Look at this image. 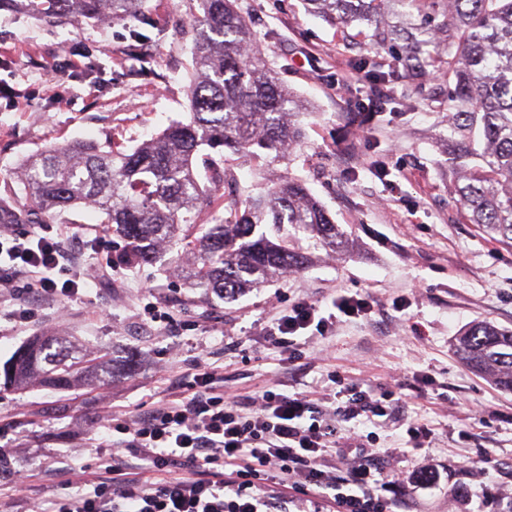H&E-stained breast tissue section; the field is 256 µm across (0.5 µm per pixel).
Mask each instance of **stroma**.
I'll return each instance as SVG.
<instances>
[{"label":"stroma","mask_w":512,"mask_h":512,"mask_svg":"<svg viewBox=\"0 0 512 512\" xmlns=\"http://www.w3.org/2000/svg\"><path fill=\"white\" fill-rule=\"evenodd\" d=\"M263 57L307 104L305 139L287 163L257 173L234 159L241 186L290 172L306 182L335 224L354 235L350 254L311 250L309 265L236 299L187 288L172 268L127 266L124 240L86 208L55 225L77 265L97 280L81 299L0 302V365L29 340L70 341L97 366L70 386L33 378L0 386V440L30 435L16 465L28 471L30 503L74 491L48 470L91 476L111 447L116 415L144 414L172 399L170 381L194 365L224 378L228 396L264 390L325 401L339 382L392 393L397 422L358 425L386 474H401L396 512H512V393L472 373L452 341L477 320L512 328V248L466 218L451 191L446 137L448 83L433 79L393 108L348 125L372 87L353 64L355 29L307 11L303 0H238ZM197 0H147L144 20L49 24L0 0V178L25 198L27 157L75 141L114 140L130 149L185 119L192 72L189 21ZM139 60H131L130 49ZM69 80L45 81L64 60ZM370 301L365 317L337 315L328 332L308 329L299 369L269 340L299 301L333 310L338 295ZM170 315L156 322L147 302ZM31 309L27 321L17 313ZM428 437L410 445L408 422Z\"/></svg>","instance_id":"35a3bbf8"}]
</instances>
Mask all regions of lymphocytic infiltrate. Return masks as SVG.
I'll list each match as a JSON object with an SVG mask.
<instances>
[{"instance_id":"obj_1","label":"lymphocytic infiltrate","mask_w":512,"mask_h":512,"mask_svg":"<svg viewBox=\"0 0 512 512\" xmlns=\"http://www.w3.org/2000/svg\"><path fill=\"white\" fill-rule=\"evenodd\" d=\"M91 283L58 237L0 226V293L16 298L35 289L72 301ZM332 324L303 301L278 318L270 339L295 362L303 357L304 331L322 333ZM216 381L215 372L203 371L192 394L117 424L122 439L92 489L30 512H394L380 457L357 432L337 429L390 416L386 397L350 385L344 403L323 410L306 397L270 390L227 397ZM127 449L148 461L149 476L132 471ZM334 456L350 461L346 475L330 470Z\"/></svg>"}]
</instances>
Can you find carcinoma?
<instances>
[{"label":"carcinoma","instance_id":"carcinoma-1","mask_svg":"<svg viewBox=\"0 0 512 512\" xmlns=\"http://www.w3.org/2000/svg\"><path fill=\"white\" fill-rule=\"evenodd\" d=\"M307 9L346 26L371 28L367 40L389 59L366 55L359 65L385 79L397 74L404 90L426 75L448 78V130L459 165L450 177L470 221L512 246V0H448V34L420 21L433 54L420 43L396 44L401 25L385 22V0H305ZM145 0H26L23 6L61 22L74 14L114 23L141 15ZM189 24L194 75L189 112L154 138L127 151L75 142L28 157L23 164L24 213L0 209V223L69 224L65 213L87 207L125 240L123 261L153 264L164 247L191 289L232 299L272 277L304 268L309 255L296 245L302 233L330 253L354 240L332 221L304 180L288 174L256 195L227 164L231 156L255 163L288 160L303 135L300 98L277 76L259 50L252 23L237 0H199ZM229 192L214 205L216 181ZM270 224L275 239L260 230ZM289 225L292 231L284 229ZM460 360L504 392H512V329L475 321L455 338ZM69 347L41 338L0 369L21 384L42 372L65 387L73 378Z\"/></svg>","mask_w":512,"mask_h":512}]
</instances>
